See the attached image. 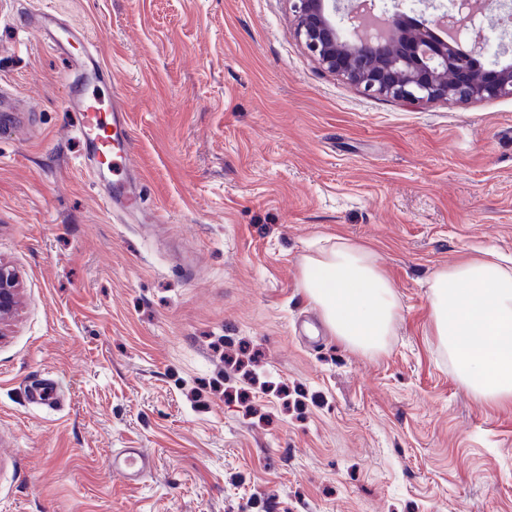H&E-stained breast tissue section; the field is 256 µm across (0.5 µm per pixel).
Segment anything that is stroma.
Listing matches in <instances>:
<instances>
[{
  "instance_id": "35a3bbf8",
  "label": "stroma",
  "mask_w": 512,
  "mask_h": 512,
  "mask_svg": "<svg viewBox=\"0 0 512 512\" xmlns=\"http://www.w3.org/2000/svg\"><path fill=\"white\" fill-rule=\"evenodd\" d=\"M39 6L111 68L146 207L103 202L63 60L13 23ZM294 26L288 0H0V83L36 106L0 134V512H512V405L460 383L428 302L436 269L512 254V97L366 95ZM336 234L394 284L384 352L299 287ZM18 291L19 280L16 271L0 263V329L15 312ZM152 460L142 448H123L112 455V472L129 483H137L151 469Z\"/></svg>"
}]
</instances>
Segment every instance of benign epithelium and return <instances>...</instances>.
Returning <instances> with one entry per match:
<instances>
[{
    "instance_id": "7a95c632",
    "label": "benign epithelium",
    "mask_w": 512,
    "mask_h": 512,
    "mask_svg": "<svg viewBox=\"0 0 512 512\" xmlns=\"http://www.w3.org/2000/svg\"><path fill=\"white\" fill-rule=\"evenodd\" d=\"M295 35L324 70L351 86L411 104L470 103L512 97V63L477 66L478 19L491 0H459L457 13L439 18L448 29L442 40L425 27L408 28L395 8L377 33L356 42L342 40L327 12L328 0H291ZM18 275L0 263V325L15 312Z\"/></svg>"
}]
</instances>
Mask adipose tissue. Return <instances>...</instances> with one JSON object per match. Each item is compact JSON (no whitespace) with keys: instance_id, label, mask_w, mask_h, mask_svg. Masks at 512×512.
I'll return each mask as SVG.
<instances>
[{"instance_id":"obj_1","label":"adipose tissue","mask_w":512,"mask_h":512,"mask_svg":"<svg viewBox=\"0 0 512 512\" xmlns=\"http://www.w3.org/2000/svg\"><path fill=\"white\" fill-rule=\"evenodd\" d=\"M299 284L346 345L386 349L399 303L369 247L334 237L303 257ZM428 286L430 325L457 379L489 405L512 403V263L476 256L436 270Z\"/></svg>"}]
</instances>
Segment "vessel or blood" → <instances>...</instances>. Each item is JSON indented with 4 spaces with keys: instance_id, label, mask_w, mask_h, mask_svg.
<instances>
[{
    "instance_id": "b4317fda",
    "label": "vessel or blood",
    "mask_w": 512,
    "mask_h": 512,
    "mask_svg": "<svg viewBox=\"0 0 512 512\" xmlns=\"http://www.w3.org/2000/svg\"><path fill=\"white\" fill-rule=\"evenodd\" d=\"M16 25L35 32L65 60L64 79L71 88L69 109L75 114V130L98 169L126 172L132 154L128 113L117 99L111 71L98 62L88 32L71 27L48 10L21 16ZM25 111L20 97L0 90V132L21 127ZM151 465V458L140 448H125L112 456L113 474L130 483L139 482Z\"/></svg>"
}]
</instances>
